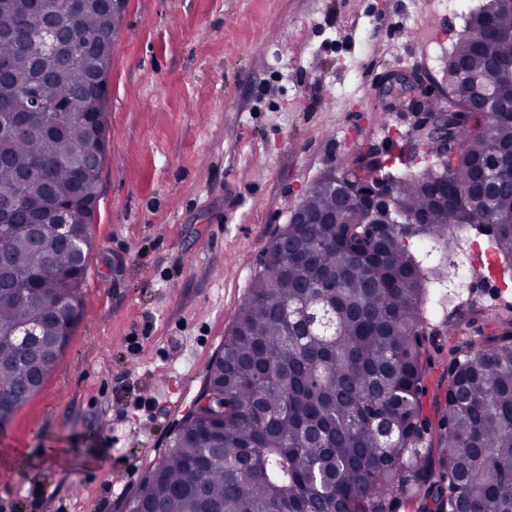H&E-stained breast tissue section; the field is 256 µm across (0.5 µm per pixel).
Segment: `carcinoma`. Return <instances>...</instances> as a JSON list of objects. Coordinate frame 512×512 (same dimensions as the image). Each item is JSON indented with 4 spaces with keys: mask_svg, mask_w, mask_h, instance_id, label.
Listing matches in <instances>:
<instances>
[{
    "mask_svg": "<svg viewBox=\"0 0 512 512\" xmlns=\"http://www.w3.org/2000/svg\"><path fill=\"white\" fill-rule=\"evenodd\" d=\"M0 0V12L20 38L0 40V63L13 84H0V109L12 85L40 76L34 57L49 52L42 40L46 16L67 17L66 0ZM474 13L445 66L448 98L429 109L448 114V159L415 134L432 162L400 170L383 159L362 168L342 162L325 173L348 195L343 223L290 224L300 255L283 260L271 241L249 294L207 366L200 398L169 434L129 512H512V313L495 314L496 336L456 349L448 373L438 431L423 413L425 358L434 335L428 309V244L448 248L451 235L469 230L486 239L512 274V197L482 201L471 194L472 169L512 143V114L468 111L470 86L451 60L466 57L489 86L512 85V38L475 43L493 17L512 30V0ZM114 29L92 7L75 23V52L56 67L49 93L67 110L58 135H91L106 115L108 89L93 76L111 69ZM39 162L54 191L45 194L21 173ZM101 169L81 174L58 159L57 135L35 130L0 139V190L41 202L88 204L98 197ZM325 188L306 197L310 211L335 206ZM428 217L426 224H386L387 209ZM15 273L14 293L0 297V329L35 320L40 342L21 349L0 342V389L46 377L80 317L88 262L47 243L36 252L14 229L1 241ZM65 301L72 315L51 312ZM330 310L329 323L305 316Z\"/></svg>",
    "mask_w": 512,
    "mask_h": 512,
    "instance_id": "1",
    "label": "carcinoma"
}]
</instances>
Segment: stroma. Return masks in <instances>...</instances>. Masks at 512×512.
<instances>
[{
  "mask_svg": "<svg viewBox=\"0 0 512 512\" xmlns=\"http://www.w3.org/2000/svg\"><path fill=\"white\" fill-rule=\"evenodd\" d=\"M487 0H128L112 46L107 143L81 318L42 388L0 427L5 512H127L197 401L270 241L324 172L406 151L420 120L388 93H448L444 68ZM426 258L493 336L512 292ZM454 332L428 345L438 422Z\"/></svg>",
  "mask_w": 512,
  "mask_h": 512,
  "instance_id": "35a3bbf8",
  "label": "stroma"
}]
</instances>
